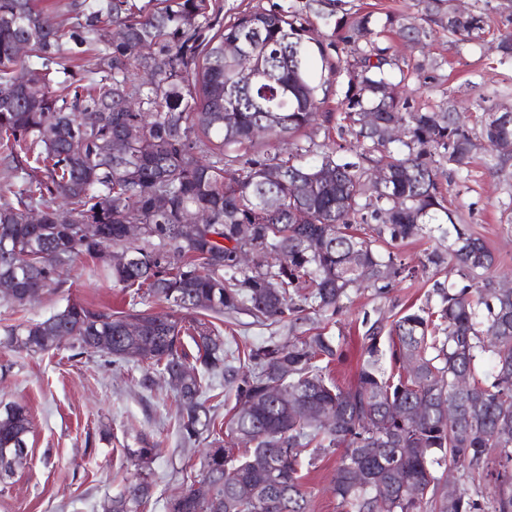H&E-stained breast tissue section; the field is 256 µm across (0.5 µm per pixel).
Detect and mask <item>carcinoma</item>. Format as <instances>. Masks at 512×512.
I'll use <instances>...</instances> for the list:
<instances>
[{
  "instance_id": "1",
  "label": "carcinoma",
  "mask_w": 512,
  "mask_h": 512,
  "mask_svg": "<svg viewBox=\"0 0 512 512\" xmlns=\"http://www.w3.org/2000/svg\"><path fill=\"white\" fill-rule=\"evenodd\" d=\"M315 2L305 13L255 5L226 23L220 0H72L59 22L35 0H0V155L23 171L0 184V197H13L0 203V278L15 280L0 298L31 303L89 257L107 264L115 286L173 309L69 302L10 327L0 344L37 353L70 336L78 356L143 365V388L159 376L175 389L186 444L213 435L212 380L224 378L235 404L201 463L209 495L183 489L166 512H309L300 471L327 451L340 452L337 512H448L444 466L474 489L453 512H512V289L494 286L497 257L457 223L440 182L467 164L474 134L448 98L425 109L386 94L391 69L405 81L426 64L403 68L382 42L395 32L421 44L433 24L476 40L484 13L456 17L448 0H419L420 22L403 25L394 13L340 15L339 0ZM321 26L351 46V59L327 56ZM228 41L256 76L224 57ZM19 43L28 44L24 56ZM342 76L344 120L360 144L353 160L311 137L299 142L333 123L323 107ZM364 112L379 126L401 123L405 139L382 140L360 125ZM258 128L294 146L298 161L250 153ZM480 135L498 160L512 157L502 149L512 125L492 106ZM376 169L387 178L370 192ZM199 213L207 219L184 237L182 224ZM372 223L370 237L353 228ZM129 224L141 225L139 236L127 235ZM429 224L454 236V248L428 261L449 263L460 281L434 288V308L389 325L363 321L357 381L335 384L327 370L344 356L345 337L309 323L341 314L353 288L388 294L405 267L375 242H402ZM240 313L260 325L286 321L291 336L234 347L215 321ZM30 425L26 406L0 408V481L25 465ZM155 448L145 437L127 449L138 473L106 512H144ZM227 468L256 488L252 498L224 481ZM490 476L495 489L485 495ZM398 477L420 493L400 494Z\"/></svg>"
}]
</instances>
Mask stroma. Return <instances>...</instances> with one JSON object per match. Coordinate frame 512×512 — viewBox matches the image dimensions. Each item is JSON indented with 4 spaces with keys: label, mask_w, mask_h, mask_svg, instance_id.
<instances>
[{
    "label": "stroma",
    "mask_w": 512,
    "mask_h": 512,
    "mask_svg": "<svg viewBox=\"0 0 512 512\" xmlns=\"http://www.w3.org/2000/svg\"><path fill=\"white\" fill-rule=\"evenodd\" d=\"M500 2L460 0L462 9L486 12V30L477 42L462 43L444 32L434 34L423 47L409 45L394 34L386 37L399 62L423 59L430 63L426 85H396L397 96L429 106L450 97L475 131L481 127L480 94L494 91L498 102L512 104V64H499L497 52L500 34L512 31V13L500 9ZM443 190L461 223L481 234L496 254V282H512V159L498 162L489 147H482L468 166L451 174ZM447 247L435 236L396 243L394 250L407 276L383 297L370 288L352 294L337 324L327 328L329 335L346 338L345 358L330 366L337 384L347 387L357 378L363 318L389 321L407 308L425 306L435 284L447 282V267L427 261L430 253ZM70 301L112 311L130 308L128 292L112 286L101 263L85 258L56 293L27 306L0 301V330L49 316ZM223 329L225 336L235 337L242 346L288 335L287 324L259 325L244 313L235 315ZM140 376L133 366L116 371L99 357H73L67 344L31 354L0 346V401L25 404L32 420L28 464L0 483V512H101L103 502L122 481L137 473L124 450L135 446L140 433L159 442L151 464L153 489L146 512H165L172 495L200 480L207 441L183 447L173 393L160 382L152 395H145L138 384ZM337 463V454L325 453L306 472L303 483L313 493L311 512H336L330 481Z\"/></svg>",
    "instance_id": "1"
}]
</instances>
